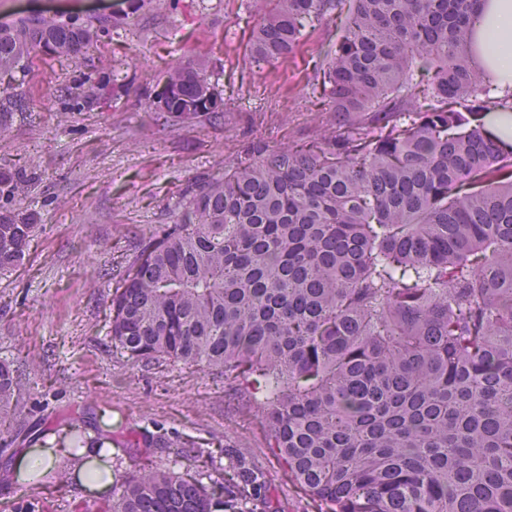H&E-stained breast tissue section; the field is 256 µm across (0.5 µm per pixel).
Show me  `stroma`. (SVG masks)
<instances>
[{
  "instance_id": "1",
  "label": "stroma",
  "mask_w": 512,
  "mask_h": 512,
  "mask_svg": "<svg viewBox=\"0 0 512 512\" xmlns=\"http://www.w3.org/2000/svg\"><path fill=\"white\" fill-rule=\"evenodd\" d=\"M271 0H179L170 13L144 6L129 25L100 33L78 58L40 56L0 75V168L26 173L17 209L38 229L22 264L0 277V357L17 358L28 390L12 426L47 438L56 414L91 406L118 436L112 477L139 456L127 441L161 426L199 465L255 473L266 512H320V503L269 452L238 391L196 365L136 361L107 337L112 294L151 232L175 223L183 195L255 143L270 148L318 140L336 120L313 92L312 62L336 43L339 23L311 27L278 68L251 59L255 22ZM129 0H0V25L45 14L67 21L123 16ZM202 65L224 100L220 114L190 120L155 114L150 95L173 65ZM114 87L91 101L87 80ZM0 512H76L93 500L80 473L69 486L34 489L3 473Z\"/></svg>"
}]
</instances>
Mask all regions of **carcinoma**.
I'll return each instance as SVG.
<instances>
[{
    "instance_id": "carcinoma-1",
    "label": "carcinoma",
    "mask_w": 512,
    "mask_h": 512,
    "mask_svg": "<svg viewBox=\"0 0 512 512\" xmlns=\"http://www.w3.org/2000/svg\"><path fill=\"white\" fill-rule=\"evenodd\" d=\"M253 52L275 68L307 28L345 16L313 80L336 124L312 145L257 146L188 192L112 294L120 353L224 375L258 413L279 464L325 512H512V111L474 60L484 0H275ZM127 18L33 16L0 26V73L73 56ZM177 119L223 111L202 69L172 67ZM23 172L0 171V275L37 225ZM27 390L0 360V422ZM60 415L70 451L22 480L69 485L112 427ZM169 448L161 431L133 440ZM256 478L134 464L112 505L84 512H240Z\"/></svg>"
}]
</instances>
